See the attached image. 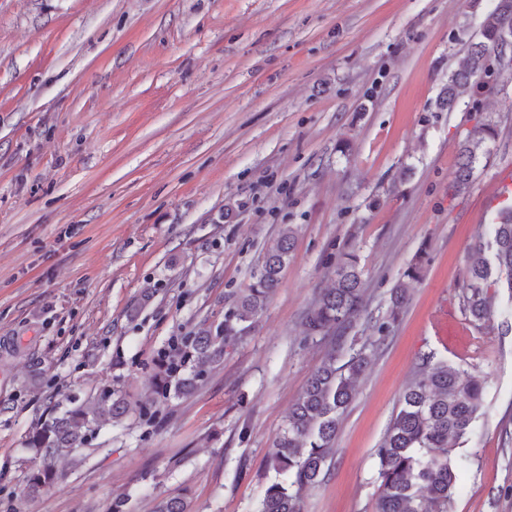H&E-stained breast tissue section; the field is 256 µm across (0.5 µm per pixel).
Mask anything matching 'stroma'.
I'll return each instance as SVG.
<instances>
[{"mask_svg":"<svg viewBox=\"0 0 512 512\" xmlns=\"http://www.w3.org/2000/svg\"><path fill=\"white\" fill-rule=\"evenodd\" d=\"M495 0H0V499L13 512H257L273 439L311 373L369 348L303 512H375L382 441L419 355L487 379L453 512H512V333L459 287L512 175V85L478 98L499 136L455 193L474 123L438 95ZM294 248L256 327L191 394L152 400L172 337L223 324L284 225ZM427 261L389 321L390 295ZM360 259L340 346L303 317ZM389 322L385 334L377 327ZM112 386L132 410L85 465L21 495L27 433Z\"/></svg>","mask_w":512,"mask_h":512,"instance_id":"1","label":"stroma"}]
</instances>
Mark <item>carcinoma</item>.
Here are the masks:
<instances>
[{"label":"carcinoma","mask_w":512,"mask_h":512,"mask_svg":"<svg viewBox=\"0 0 512 512\" xmlns=\"http://www.w3.org/2000/svg\"><path fill=\"white\" fill-rule=\"evenodd\" d=\"M506 37L512 39V0H496L478 38L468 43L463 63L448 75L437 100L440 110L454 109L461 96L478 85L489 93L502 91L503 70L494 71L492 65ZM497 138V125L489 119L477 122L464 136L457 158L458 191L470 188L479 158H490V145ZM294 234L292 226L282 227L252 283L239 290L224 326L183 337L178 352L158 360L152 380L155 395L191 393L205 368L224 358V351L255 327L279 286ZM473 251L476 258L467 268L460 301L465 315L479 326L490 320L502 296L512 303L511 198L503 200L485 225ZM363 293L358 256L347 253L334 270L333 286L305 314L306 337L324 339L346 331L364 311ZM407 300V288L401 283L391 293V318H397ZM369 359L359 351L338 366L331 354L308 378L286 426L273 441L266 470L274 472L275 479L266 483L258 512H302L303 493L320 483L331 464L341 416ZM485 383V377L454 368L432 353L419 356L401 408L373 450L379 479L376 512H452L459 477L466 468V459L452 456V451L473 431ZM128 411L125 398L107 386L78 405L52 412L26 437L36 461L26 474L22 495L35 497L53 485L59 478L57 458L84 447L94 433L121 422ZM153 512H188V503L180 495L167 496L156 502Z\"/></svg>","instance_id":"1"}]
</instances>
